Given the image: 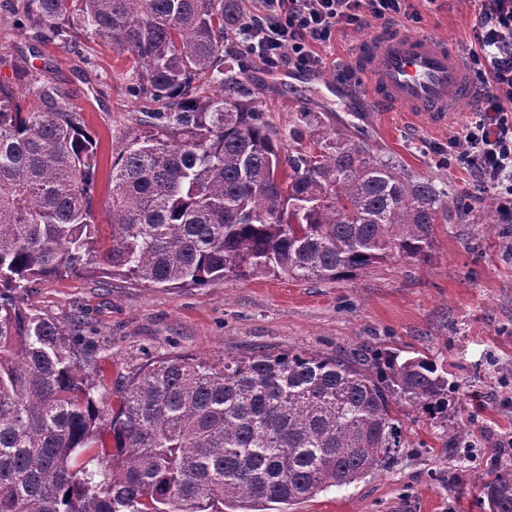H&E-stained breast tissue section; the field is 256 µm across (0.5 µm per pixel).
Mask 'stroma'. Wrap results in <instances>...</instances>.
Wrapping results in <instances>:
<instances>
[{
  "mask_svg": "<svg viewBox=\"0 0 512 512\" xmlns=\"http://www.w3.org/2000/svg\"><path fill=\"white\" fill-rule=\"evenodd\" d=\"M416 8L421 20L411 30H431L467 51L475 24L468 0H418ZM241 42L236 36L224 46L244 64L256 110L281 134L308 123L320 134L339 130L364 141L445 190L468 209V220L438 225L428 262L377 263L347 280L227 277L163 289L92 267L32 283L29 304L61 320L80 318L86 335L105 350L109 389L141 364L177 353L217 363L265 349L349 354L369 345L445 363L460 385L459 416L468 424L462 444L470 457L447 447L441 429L412 421L410 447L387 467L288 512H486L467 474L485 472L496 451L512 460V224L492 233L480 224L490 200L474 197L470 177L448 167L452 127L432 128L405 112L387 113L379 126L359 121L319 86L284 87L279 73L247 60ZM39 52L37 65L76 90L99 139L93 208L102 240L110 241L112 162L143 102L118 78L124 64L115 55H97L87 65L51 45Z\"/></svg>",
  "mask_w": 512,
  "mask_h": 512,
  "instance_id": "obj_1",
  "label": "stroma"
}]
</instances>
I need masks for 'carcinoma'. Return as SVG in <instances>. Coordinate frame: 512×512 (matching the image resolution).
Returning <instances> with one entry per match:
<instances>
[{
  "label": "carcinoma",
  "instance_id": "cac0c4a2",
  "mask_svg": "<svg viewBox=\"0 0 512 512\" xmlns=\"http://www.w3.org/2000/svg\"><path fill=\"white\" fill-rule=\"evenodd\" d=\"M13 35L125 61L146 102L112 165V238L92 209L98 142L34 54L0 56V512H267L351 485L409 447V407L448 426L460 387L426 355L257 351L220 369L158 357L104 404L81 322L29 284L102 273L146 288L286 274L335 281L424 262L465 221L429 180L336 132L280 133L224 52L235 0H9ZM475 485L512 512V464Z\"/></svg>",
  "mask_w": 512,
  "mask_h": 512
}]
</instances>
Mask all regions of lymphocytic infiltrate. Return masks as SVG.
<instances>
[{"mask_svg":"<svg viewBox=\"0 0 512 512\" xmlns=\"http://www.w3.org/2000/svg\"><path fill=\"white\" fill-rule=\"evenodd\" d=\"M245 13L244 53L270 72L319 71V48L367 19L396 25L411 19L410 0H256ZM474 48L466 63L481 84L477 111L455 126L449 166L468 171L488 194L499 223H512V0H471Z\"/></svg>","mask_w":512,"mask_h":512,"instance_id":"lymphocytic-infiltrate-1","label":"lymphocytic infiltrate"}]
</instances>
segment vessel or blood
Segmentation results:
<instances>
[{
	"label": "vessel or blood",
	"mask_w": 512,
	"mask_h": 512,
	"mask_svg": "<svg viewBox=\"0 0 512 512\" xmlns=\"http://www.w3.org/2000/svg\"><path fill=\"white\" fill-rule=\"evenodd\" d=\"M352 81L322 78L324 86L351 112H414L433 127L453 124L464 103L476 95L469 72L447 39L401 26L363 36L354 47ZM369 86L358 93L353 80Z\"/></svg>",
	"instance_id": "obj_1"
}]
</instances>
